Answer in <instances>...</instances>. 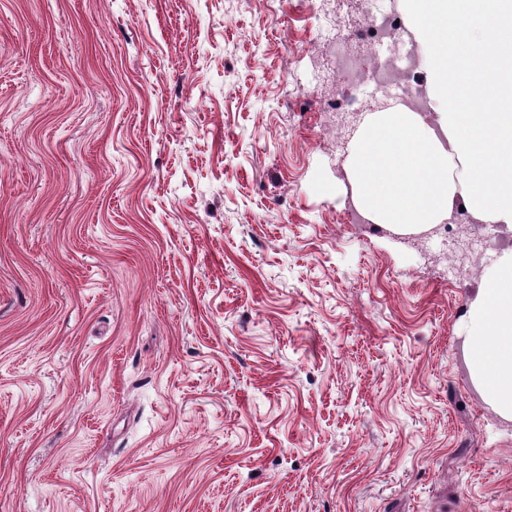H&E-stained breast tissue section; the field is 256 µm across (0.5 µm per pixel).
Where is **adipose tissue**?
Instances as JSON below:
<instances>
[{
  "mask_svg": "<svg viewBox=\"0 0 512 512\" xmlns=\"http://www.w3.org/2000/svg\"><path fill=\"white\" fill-rule=\"evenodd\" d=\"M460 332L474 385L501 416L512 418V251L486 271Z\"/></svg>",
  "mask_w": 512,
  "mask_h": 512,
  "instance_id": "adipose-tissue-1",
  "label": "adipose tissue"
}]
</instances>
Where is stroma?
<instances>
[{
    "instance_id": "1",
    "label": "stroma",
    "mask_w": 512,
    "mask_h": 512,
    "mask_svg": "<svg viewBox=\"0 0 512 512\" xmlns=\"http://www.w3.org/2000/svg\"><path fill=\"white\" fill-rule=\"evenodd\" d=\"M335 4L0 0V512H512L468 234L344 221Z\"/></svg>"
}]
</instances>
